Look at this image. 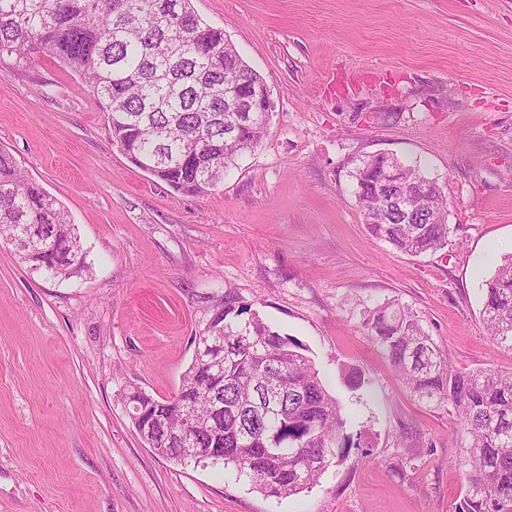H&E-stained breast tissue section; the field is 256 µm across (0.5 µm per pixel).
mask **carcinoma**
Instances as JSON below:
<instances>
[{
	"mask_svg": "<svg viewBox=\"0 0 512 512\" xmlns=\"http://www.w3.org/2000/svg\"><path fill=\"white\" fill-rule=\"evenodd\" d=\"M56 60L81 78L107 113L112 141L137 168L194 196L217 191L224 174L256 148L268 112L226 111V87L250 104L264 79L205 23L192 0H0V59L28 65ZM355 197L370 235L419 256L448 246V199L417 167L387 155L362 160ZM414 192L408 210L389 204L384 183ZM39 234L23 241L26 228ZM0 239L23 262L52 278L84 268L68 212L0 148ZM481 311L490 338L512 351V254L485 280ZM201 336L224 337V377L191 362L171 402L139 387L125 395L145 411L152 433L136 431L155 453L177 463L215 459L267 497L298 495L351 449L339 400L303 346L268 324L231 288ZM391 366L421 400L457 412L470 462L468 491L457 512H512V373L459 372L403 308L366 315ZM191 410L196 446L183 437Z\"/></svg>",
	"mask_w": 512,
	"mask_h": 512,
	"instance_id": "cac0c4a2",
	"label": "carcinoma"
}]
</instances>
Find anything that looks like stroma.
Segmentation results:
<instances>
[{
  "mask_svg": "<svg viewBox=\"0 0 512 512\" xmlns=\"http://www.w3.org/2000/svg\"><path fill=\"white\" fill-rule=\"evenodd\" d=\"M193 5L272 101L261 143L209 195L133 166L56 61L0 60V147L69 211L88 266L59 281L0 241V512H456V413L407 389L364 318L400 305L454 369L512 371L481 317L512 253V0ZM380 153L442 187L447 247L415 257L368 234L351 173ZM228 288L304 346L364 435L299 495L166 460L130 421L129 386L172 396Z\"/></svg>",
  "mask_w": 512,
  "mask_h": 512,
  "instance_id": "35a3bbf8",
  "label": "stroma"
}]
</instances>
